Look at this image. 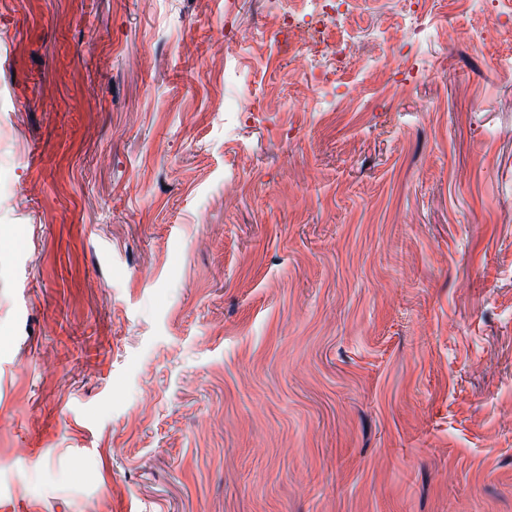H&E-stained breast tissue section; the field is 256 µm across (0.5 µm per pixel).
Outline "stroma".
<instances>
[{
	"label": "stroma",
	"instance_id": "obj_1",
	"mask_svg": "<svg viewBox=\"0 0 512 512\" xmlns=\"http://www.w3.org/2000/svg\"><path fill=\"white\" fill-rule=\"evenodd\" d=\"M305 9L0 0V512H512V21ZM307 2H310L312 5V9L310 12H305L303 14H288V15H282L278 18V26H277V33L282 35L285 40H288V44H290V40L292 38V35L294 34V30L300 25L301 23H306L305 18L307 16L313 17V13L316 12L318 14H327L328 10L335 11L336 10V2L334 0H305ZM315 5L319 6L316 7Z\"/></svg>",
	"mask_w": 512,
	"mask_h": 512
}]
</instances>
